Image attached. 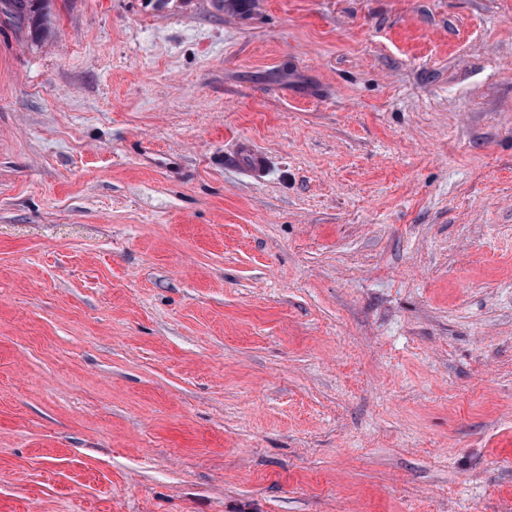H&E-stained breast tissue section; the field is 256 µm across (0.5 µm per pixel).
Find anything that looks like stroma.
I'll use <instances>...</instances> for the list:
<instances>
[{
	"label": "stroma",
	"instance_id": "obj_1",
	"mask_svg": "<svg viewBox=\"0 0 512 512\" xmlns=\"http://www.w3.org/2000/svg\"><path fill=\"white\" fill-rule=\"evenodd\" d=\"M0 512H512V0L0 20Z\"/></svg>",
	"mask_w": 512,
	"mask_h": 512
}]
</instances>
